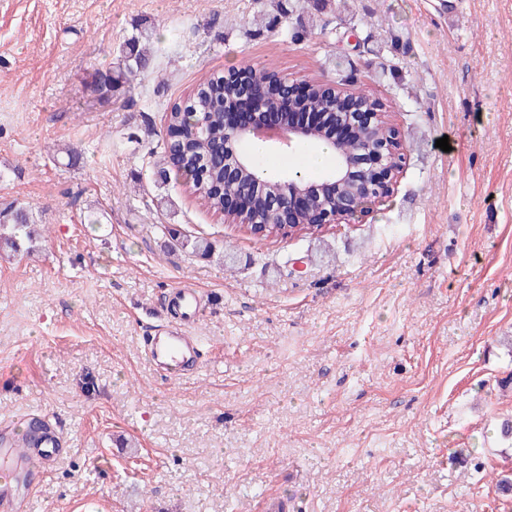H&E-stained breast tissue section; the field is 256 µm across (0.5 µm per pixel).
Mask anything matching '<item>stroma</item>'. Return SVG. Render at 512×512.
Segmentation results:
<instances>
[{
  "mask_svg": "<svg viewBox=\"0 0 512 512\" xmlns=\"http://www.w3.org/2000/svg\"><path fill=\"white\" fill-rule=\"evenodd\" d=\"M138 33L148 72L88 95ZM243 61L380 98L391 200L259 237L160 176L168 107ZM12 205L43 236L0 258V425L63 455L24 512H512V0H0ZM178 286L202 362L170 378Z\"/></svg>",
  "mask_w": 512,
  "mask_h": 512,
  "instance_id": "obj_1",
  "label": "stroma"
}]
</instances>
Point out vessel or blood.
Wrapping results in <instances>:
<instances>
[{"label":"vessel or blood","mask_w":512,"mask_h":512,"mask_svg":"<svg viewBox=\"0 0 512 512\" xmlns=\"http://www.w3.org/2000/svg\"><path fill=\"white\" fill-rule=\"evenodd\" d=\"M148 360L170 375L182 374L199 357V345L183 328L175 326L146 341ZM52 435L45 434L17 445L10 432L0 433V512H21L26 501L29 466L35 456L55 447Z\"/></svg>","instance_id":"obj_1"}]
</instances>
